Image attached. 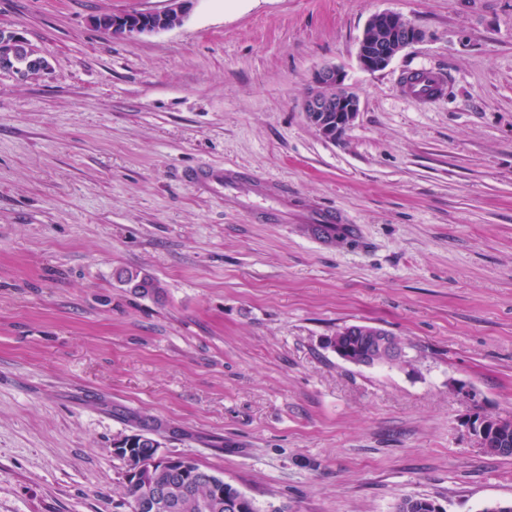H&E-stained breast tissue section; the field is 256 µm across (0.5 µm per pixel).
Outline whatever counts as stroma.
<instances>
[{
	"instance_id": "stroma-1",
	"label": "stroma",
	"mask_w": 512,
	"mask_h": 512,
	"mask_svg": "<svg viewBox=\"0 0 512 512\" xmlns=\"http://www.w3.org/2000/svg\"><path fill=\"white\" fill-rule=\"evenodd\" d=\"M166 0H0V28L51 69L0 72V512H128L113 448L167 427L258 512H445L512 504V457L474 448L470 389L512 416V0H196L132 38L94 16ZM426 36L357 61L369 17ZM360 100L322 138L314 73ZM443 75L441 96L404 92ZM234 166L279 189L242 206L196 182ZM341 210L354 238L255 221L281 197ZM138 270L161 284L120 282ZM351 325L409 366H356ZM119 278L130 288H134L135 292L148 295L158 293L161 285L152 277L140 276L137 272L125 270L120 273ZM348 344L343 342L341 336H330L327 345L336 352V355L342 360L357 366H367L373 364L379 356L392 357L398 359L405 354L404 345L401 340L392 335L389 331L375 326L352 325L346 332ZM352 336H361L364 339V345L358 350V340ZM351 345V346H350ZM358 353L355 355V350Z\"/></svg>"
}]
</instances>
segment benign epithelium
Returning a JSON list of instances; mask_svg holds the SVG:
<instances>
[{"label": "benign epithelium", "mask_w": 512, "mask_h": 512, "mask_svg": "<svg viewBox=\"0 0 512 512\" xmlns=\"http://www.w3.org/2000/svg\"><path fill=\"white\" fill-rule=\"evenodd\" d=\"M196 0H167L160 11H127L102 13L94 17V25L106 32L114 30L123 37L171 29L180 25L193 8ZM390 32L386 38L363 36L358 43L357 57L361 68L375 73L389 66L404 49L420 41L423 31L412 21L398 19L397 13L384 11L372 15L366 27ZM0 71H9L22 78H29L50 71V64L40 50L28 39L13 31L0 29ZM319 90L310 96L305 105L308 122L324 137L334 138L340 129L350 126L359 110L356 95L344 88L345 74L334 66H326L313 75ZM350 336H360L364 345L359 350L343 342L340 336H331L327 345L342 360L357 366L373 364L378 357L398 359L405 354L401 340L389 331L375 326L352 325ZM467 429L479 450L488 444L492 430L491 420L477 413L467 421Z\"/></svg>", "instance_id": "obj_1"}]
</instances>
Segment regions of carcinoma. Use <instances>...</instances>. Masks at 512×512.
<instances>
[{
    "mask_svg": "<svg viewBox=\"0 0 512 512\" xmlns=\"http://www.w3.org/2000/svg\"><path fill=\"white\" fill-rule=\"evenodd\" d=\"M119 278L140 294L159 292L161 285L152 277L125 270ZM161 424L144 419L140 421V435L144 442L139 445L143 454V481L128 482L124 496L131 512L145 500L144 484L151 482L167 487L166 500L148 512H231L228 504L240 501L245 512H255L253 503L244 493L224 479L202 469L194 459L185 458L186 474L178 475L164 462L156 460L152 448L153 436L160 434ZM484 453L509 457L512 455V419L504 421L501 433L491 437Z\"/></svg>",
    "mask_w": 512,
    "mask_h": 512,
    "instance_id": "carcinoma-1",
    "label": "carcinoma"
}]
</instances>
